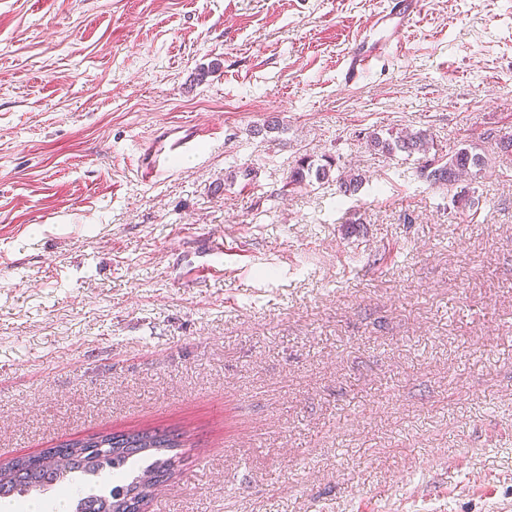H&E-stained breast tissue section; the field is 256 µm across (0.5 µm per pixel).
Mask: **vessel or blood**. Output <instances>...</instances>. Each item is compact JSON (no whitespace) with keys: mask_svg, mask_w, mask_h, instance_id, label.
Segmentation results:
<instances>
[{"mask_svg":"<svg viewBox=\"0 0 512 512\" xmlns=\"http://www.w3.org/2000/svg\"><path fill=\"white\" fill-rule=\"evenodd\" d=\"M421 9L422 0H385L376 18L351 43L341 70L342 85H358L374 63L398 44L401 34ZM204 137V130L195 125L160 127L138 148L139 177L146 183L155 182L169 172L173 159L193 152Z\"/></svg>","mask_w":512,"mask_h":512,"instance_id":"1","label":"vessel or blood"}]
</instances>
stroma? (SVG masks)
<instances>
[{"mask_svg":"<svg viewBox=\"0 0 512 512\" xmlns=\"http://www.w3.org/2000/svg\"><path fill=\"white\" fill-rule=\"evenodd\" d=\"M375 4L0 0V462L178 426L148 512H512V0H423L343 87ZM176 122L213 139L141 184ZM404 128L490 151L473 207L365 144ZM326 163H316L315 160L309 156L301 157L295 166H293L288 173L289 186L301 187L306 182L310 183L314 178L316 181H329L332 179L331 167L333 161L325 159ZM336 192L343 197H350L360 190L365 180V176L358 170H349L342 172L335 178Z\"/></svg>","mask_w":512,"mask_h":512,"instance_id":"obj_1","label":"stroma"}]
</instances>
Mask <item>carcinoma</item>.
<instances>
[{"instance_id":"cac0c4a2","label":"carcinoma","mask_w":512,"mask_h":512,"mask_svg":"<svg viewBox=\"0 0 512 512\" xmlns=\"http://www.w3.org/2000/svg\"><path fill=\"white\" fill-rule=\"evenodd\" d=\"M367 145L388 155L404 152L420 155L419 176L433 186L453 193L457 204L472 205L461 187L464 178L475 177L488 166L486 154L465 146L448 157L431 154L434 141L423 130H400L384 138L373 132ZM332 160L317 163L309 156L300 158L288 173V185L300 187L312 180L336 179V193L350 197L360 190L365 176L354 170L331 175ZM185 446L184 434L143 428L129 431L103 432L96 436L67 441L56 445L46 454L19 458L0 466V497L28 498L52 488H65L78 480L94 482L102 474L122 472L139 465L140 473L131 481L111 488L91 489L83 497L71 499L69 512H141L153 496L156 487L175 473L177 456L171 454Z\"/></svg>"}]
</instances>
